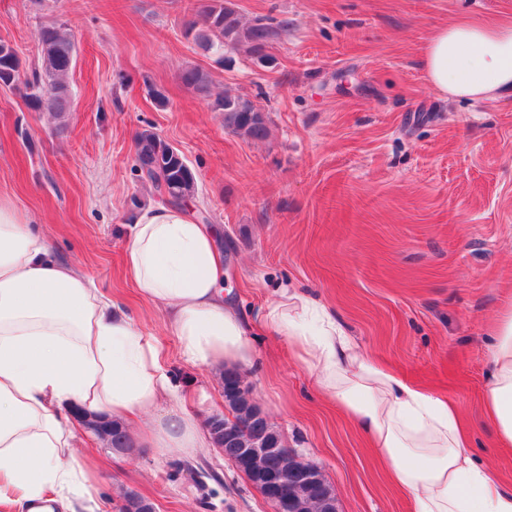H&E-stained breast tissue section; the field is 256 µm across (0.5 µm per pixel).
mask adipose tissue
<instances>
[{
    "mask_svg": "<svg viewBox=\"0 0 512 512\" xmlns=\"http://www.w3.org/2000/svg\"><path fill=\"white\" fill-rule=\"evenodd\" d=\"M429 85L474 102L512 95V19L466 16L437 28L421 51ZM125 273L164 308L187 364L252 368V330L283 336L319 390L365 431L414 512H512V488L471 449L455 405L366 355L315 298L281 290L254 319L224 299V264L207 225L181 209L147 211L126 239ZM482 407L512 447V311L489 349ZM136 421L140 440L191 456L213 440L168 375L162 347L59 260L38 225L0 197V502L64 512L94 501L70 409Z\"/></svg>",
    "mask_w": 512,
    "mask_h": 512,
    "instance_id": "obj_1",
    "label": "adipose tissue"
}]
</instances>
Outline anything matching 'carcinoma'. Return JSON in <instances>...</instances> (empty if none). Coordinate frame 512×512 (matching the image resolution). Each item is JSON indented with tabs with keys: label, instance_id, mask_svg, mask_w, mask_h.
Listing matches in <instances>:
<instances>
[{
	"label": "carcinoma",
	"instance_id": "obj_1",
	"mask_svg": "<svg viewBox=\"0 0 512 512\" xmlns=\"http://www.w3.org/2000/svg\"><path fill=\"white\" fill-rule=\"evenodd\" d=\"M200 23H192L194 39L206 51L224 54V48L242 49L259 60L267 57V48L278 36L279 30L288 28V21L274 27L260 18L245 22L231 7V0H209L198 10ZM40 68L31 76L21 73L20 59L10 42L0 39V86L11 87L22 83L29 90L30 106L39 112L62 114L70 110L71 94L67 77L75 61L76 45L72 35L62 23L41 26L37 31ZM182 83L189 89L201 91L209 83V75L198 67H188L181 73ZM214 108L224 113V127L247 139L262 141L269 137V118L252 100L241 95L224 93L215 100ZM135 160L155 193L162 194L163 185L174 186L173 205H181L195 195V178L183 155L151 130L139 133L135 142ZM239 373L227 369L223 373L224 399L235 412L238 442L224 440L218 428L209 430L215 447L223 449L224 458L231 460L238 448H259L266 440L264 430L252 422L254 405L238 389ZM85 426L99 439L114 448L129 447L126 428L117 420L102 415L84 417ZM298 465L297 456L285 458L278 453L262 457L260 465L272 472L287 461Z\"/></svg>",
	"mask_w": 512,
	"mask_h": 512
}]
</instances>
